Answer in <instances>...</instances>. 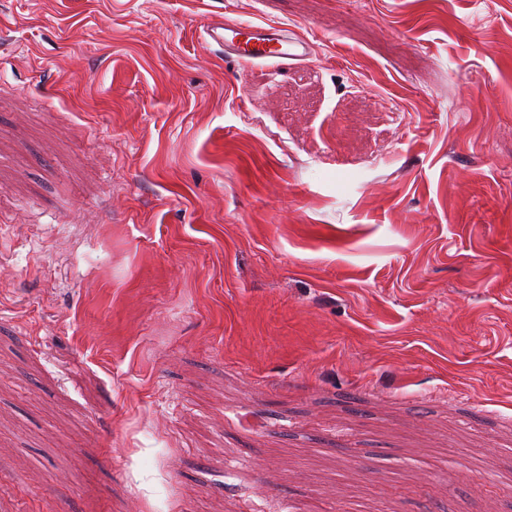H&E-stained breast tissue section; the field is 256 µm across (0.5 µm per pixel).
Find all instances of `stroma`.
<instances>
[{
	"mask_svg": "<svg viewBox=\"0 0 512 512\" xmlns=\"http://www.w3.org/2000/svg\"><path fill=\"white\" fill-rule=\"evenodd\" d=\"M0 512H512V0H0ZM203 40L216 45L224 57L245 63L279 59L304 60L312 42L276 23L235 22L212 17L203 29Z\"/></svg>",
	"mask_w": 512,
	"mask_h": 512,
	"instance_id": "obj_1",
	"label": "stroma"
}]
</instances>
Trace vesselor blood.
Segmentation results:
<instances>
[{
	"label": "vessel or blood",
	"mask_w": 512,
	"mask_h": 512,
	"mask_svg": "<svg viewBox=\"0 0 512 512\" xmlns=\"http://www.w3.org/2000/svg\"><path fill=\"white\" fill-rule=\"evenodd\" d=\"M206 44L216 45L225 57L245 63L279 59L303 60L312 51L311 41L276 23L235 22L212 17L203 29Z\"/></svg>",
	"instance_id": "1"
}]
</instances>
